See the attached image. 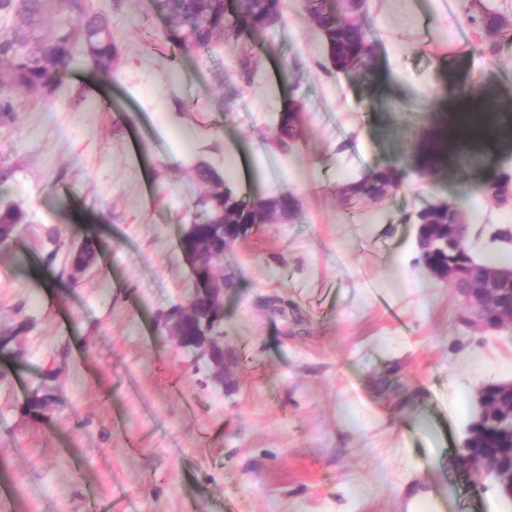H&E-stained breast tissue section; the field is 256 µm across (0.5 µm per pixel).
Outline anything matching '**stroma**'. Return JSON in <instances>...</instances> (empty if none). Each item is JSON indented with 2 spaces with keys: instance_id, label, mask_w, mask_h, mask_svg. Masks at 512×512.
<instances>
[{
  "instance_id": "stroma-1",
  "label": "stroma",
  "mask_w": 512,
  "mask_h": 512,
  "mask_svg": "<svg viewBox=\"0 0 512 512\" xmlns=\"http://www.w3.org/2000/svg\"><path fill=\"white\" fill-rule=\"evenodd\" d=\"M92 5L119 46L115 73L74 67L46 103L20 92L0 128V201L22 212L16 243L0 246V332L25 327L21 365L0 359L7 512H512L456 461L478 385L512 378V328L459 324L406 220L452 203L476 258L512 252L495 238L512 208L477 192L486 168L512 174V139L433 177L408 172L375 203L336 196L404 166L442 92L489 85L512 99V38L485 55L470 0H365L377 58L363 74L333 68L304 0H282L280 22L246 48L208 51L172 47L151 0ZM297 97L303 137L278 147ZM200 160L239 194L299 201L293 220L224 254L230 389L158 328L194 289L178 239ZM53 229L105 244L78 281ZM50 361L59 406L29 418L21 404Z\"/></svg>"
}]
</instances>
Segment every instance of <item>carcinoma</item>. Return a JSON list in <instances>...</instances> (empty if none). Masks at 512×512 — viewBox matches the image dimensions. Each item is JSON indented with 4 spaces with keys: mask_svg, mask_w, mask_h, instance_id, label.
I'll list each match as a JSON object with an SVG mask.
<instances>
[{
    "mask_svg": "<svg viewBox=\"0 0 512 512\" xmlns=\"http://www.w3.org/2000/svg\"><path fill=\"white\" fill-rule=\"evenodd\" d=\"M157 12L164 18L168 42L177 48L187 45L208 47L217 40L239 43L245 35L272 28L281 18L280 0H246L235 4L233 0H155ZM305 8L311 20L323 35L328 57L338 70L371 69L375 45L366 25L350 23L336 14L329 0H306ZM471 22L480 28L485 37L484 52L494 55L501 41L507 37L505 22L491 11L484 0H471ZM5 26L0 29V125L14 121L20 103L19 90L37 94L46 101L57 89L61 74L72 67L77 57L94 70L110 74L119 55V47L112 37L106 16L91 10L88 0H0V19ZM461 93L471 98L469 115L459 121L448 119L446 135H468L481 141H491L504 133H511L512 126L503 124L500 114L512 111V101L498 99L490 91L476 93L465 87ZM303 111V103L293 101L288 112L279 117L276 141L286 147L302 135L301 124L288 118L290 112ZM448 166L445 147L440 145L418 157L417 168L431 175ZM194 176L207 187L205 195L197 202L198 213L191 221L192 234L178 241L185 249L202 237H213L224 243V208L236 211L244 224L242 235L247 236L275 215L286 222L297 211V200L285 191L257 202L246 199L227 188L223 176L210 165L195 164ZM501 174L494 169L485 172L481 191L501 207L512 208V197L498 192ZM401 182L400 172L386 167L365 179L343 184L337 190L339 201L347 204L354 199L377 200L388 188ZM20 219L17 205H0V246H10L16 239L15 224ZM416 223L424 225L416 239L419 261L433 257L429 238L436 234L437 224H457L461 209L448 206L438 211L430 207L419 211ZM70 265L88 270L95 266L101 254L99 239L84 234L67 241ZM442 260L462 261L469 264V274L477 277L489 266L486 261L474 258L465 243L461 242L448 251L438 253ZM24 325L19 324L0 336V358L14 359L22 355L18 349ZM57 372L46 369L40 374L36 389L30 392L21 410L31 418H43L56 403L52 383ZM472 447L469 453L512 448V437L498 424L481 422L471 428Z\"/></svg>",
    "mask_w": 512,
    "mask_h": 512,
    "instance_id": "cac0c4a2",
    "label": "carcinoma"
}]
</instances>
